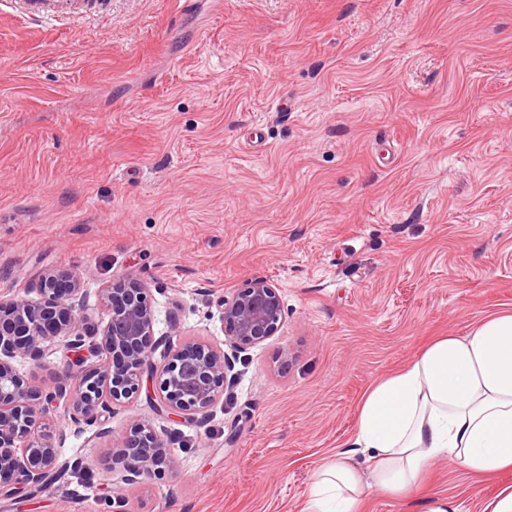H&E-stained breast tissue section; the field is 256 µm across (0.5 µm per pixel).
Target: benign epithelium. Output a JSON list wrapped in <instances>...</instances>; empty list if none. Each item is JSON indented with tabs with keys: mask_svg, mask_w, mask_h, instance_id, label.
Instances as JSON below:
<instances>
[{
	"mask_svg": "<svg viewBox=\"0 0 512 512\" xmlns=\"http://www.w3.org/2000/svg\"><path fill=\"white\" fill-rule=\"evenodd\" d=\"M38 291L36 300L0 297V486L30 489L54 473L66 433L54 440L37 423L62 401L66 425L79 434L137 395L143 377L150 376L159 379V412L207 419L232 363L201 343L167 345L155 358L160 341L154 339L155 315L142 280L119 278L100 290L98 305L108 316L101 327L89 321L79 273L48 270ZM221 306L225 343L236 351L274 336L284 319L278 288L264 279L224 297ZM59 351L64 362L53 389L18 374L15 362L40 364ZM107 454L124 461L120 481L129 486L175 465L160 435L145 423L116 438Z\"/></svg>",
	"mask_w": 512,
	"mask_h": 512,
	"instance_id": "benign-epithelium-1",
	"label": "benign epithelium"
}]
</instances>
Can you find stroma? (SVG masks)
Returning a JSON list of instances; mask_svg holds the SVG:
<instances>
[{"label": "stroma", "mask_w": 512, "mask_h": 512, "mask_svg": "<svg viewBox=\"0 0 512 512\" xmlns=\"http://www.w3.org/2000/svg\"><path fill=\"white\" fill-rule=\"evenodd\" d=\"M75 270L134 276L154 332L224 346L221 301L275 284V336L238 353L206 422L157 382L82 460L0 512H302L369 387L435 337L512 310V0H85L0 10V297ZM139 421L172 471L111 490ZM512 470L438 464L421 493L481 512ZM23 9L32 18L45 19L49 17H77L83 1L80 0H21Z\"/></svg>", "instance_id": "35a3bbf8"}]
</instances>
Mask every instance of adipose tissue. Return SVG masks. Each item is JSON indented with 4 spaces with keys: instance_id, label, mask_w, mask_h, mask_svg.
Listing matches in <instances>:
<instances>
[{
    "instance_id": "adipose-tissue-1",
    "label": "adipose tissue",
    "mask_w": 512,
    "mask_h": 512,
    "mask_svg": "<svg viewBox=\"0 0 512 512\" xmlns=\"http://www.w3.org/2000/svg\"><path fill=\"white\" fill-rule=\"evenodd\" d=\"M349 447L314 476L305 512H362L371 491L407 501L432 465L512 469V311L431 340L362 399Z\"/></svg>"
}]
</instances>
